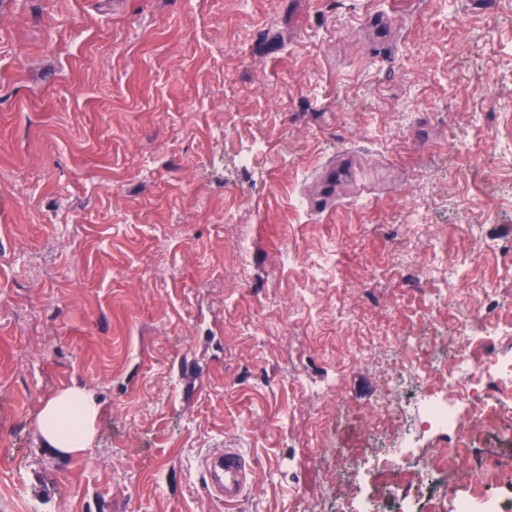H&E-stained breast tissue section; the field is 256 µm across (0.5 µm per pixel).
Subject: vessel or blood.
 <instances>
[{
  "label": "vessel or blood",
  "instance_id": "obj_1",
  "mask_svg": "<svg viewBox=\"0 0 512 512\" xmlns=\"http://www.w3.org/2000/svg\"><path fill=\"white\" fill-rule=\"evenodd\" d=\"M208 494L234 512L253 476V462L241 449L221 448L198 462Z\"/></svg>",
  "mask_w": 512,
  "mask_h": 512
}]
</instances>
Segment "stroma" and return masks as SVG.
<instances>
[{
	"instance_id": "obj_1",
	"label": "stroma",
	"mask_w": 512,
	"mask_h": 512,
	"mask_svg": "<svg viewBox=\"0 0 512 512\" xmlns=\"http://www.w3.org/2000/svg\"><path fill=\"white\" fill-rule=\"evenodd\" d=\"M492 2L0 7V512H225L197 470L215 448L254 461L236 512L382 495L396 470L366 461L406 423L371 404L400 366L359 350L447 335L416 270L512 319V0ZM463 224L491 248L460 279ZM70 387L99 414L65 456L38 418Z\"/></svg>"
}]
</instances>
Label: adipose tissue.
Wrapping results in <instances>:
<instances>
[{"mask_svg": "<svg viewBox=\"0 0 512 512\" xmlns=\"http://www.w3.org/2000/svg\"><path fill=\"white\" fill-rule=\"evenodd\" d=\"M98 407L86 391L64 390L45 402L39 419L44 443L57 453L68 455L89 448L95 435Z\"/></svg>", "mask_w": 512, "mask_h": 512, "instance_id": "obj_1", "label": "adipose tissue"}]
</instances>
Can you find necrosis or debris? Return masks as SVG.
I'll return each instance as SVG.
<instances>
[{
  "label": "necrosis or debris",
  "instance_id": "1",
  "mask_svg": "<svg viewBox=\"0 0 512 512\" xmlns=\"http://www.w3.org/2000/svg\"><path fill=\"white\" fill-rule=\"evenodd\" d=\"M486 318L483 336L471 335L475 318ZM450 337L419 336L414 342L397 340L392 349L399 355L403 370L388 381L376 405L381 413L409 422L397 439L394 454L403 456L417 447L421 438L438 434L448 445L422 468L400 477L392 492L394 512H470V501L448 495V473L465 470L476 485H483L487 466L474 462L463 434L468 423L484 422L489 401L512 400V355H498L493 350L495 337L512 333L511 321L495 319L490 302L455 306L448 317ZM451 348L452 361L438 362L443 397L406 404L400 397L408 382L423 381L425 361L436 357L442 348Z\"/></svg>",
  "mask_w": 512,
  "mask_h": 512
}]
</instances>
